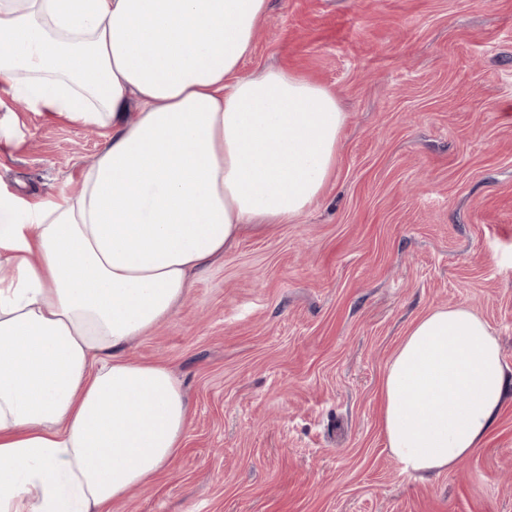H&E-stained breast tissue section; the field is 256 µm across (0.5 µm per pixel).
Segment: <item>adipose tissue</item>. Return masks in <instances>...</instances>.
Here are the masks:
<instances>
[{"label":"adipose tissue","instance_id":"ef3b65f1","mask_svg":"<svg viewBox=\"0 0 512 512\" xmlns=\"http://www.w3.org/2000/svg\"><path fill=\"white\" fill-rule=\"evenodd\" d=\"M268 0H0V139L15 101L111 135L59 200L0 191V512H112L166 470L191 407L126 349L247 228L321 197L345 123L281 67L246 74ZM512 382L465 305L417 318L386 365L382 434L406 472L480 448Z\"/></svg>","mask_w":512,"mask_h":512}]
</instances>
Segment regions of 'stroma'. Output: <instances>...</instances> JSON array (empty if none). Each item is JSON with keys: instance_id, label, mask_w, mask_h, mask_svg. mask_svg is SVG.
Masks as SVG:
<instances>
[{"instance_id": "35a3bbf8", "label": "stroma", "mask_w": 512, "mask_h": 512, "mask_svg": "<svg viewBox=\"0 0 512 512\" xmlns=\"http://www.w3.org/2000/svg\"><path fill=\"white\" fill-rule=\"evenodd\" d=\"M268 66L343 106L334 177L128 349L193 420L112 512H512V397L450 472H402L381 427L386 365L431 309L470 306L512 375V0H269L243 70ZM107 138L21 111L0 188L58 198Z\"/></svg>"}]
</instances>
